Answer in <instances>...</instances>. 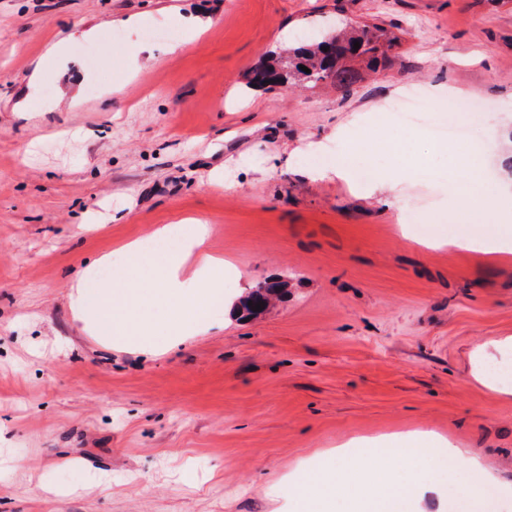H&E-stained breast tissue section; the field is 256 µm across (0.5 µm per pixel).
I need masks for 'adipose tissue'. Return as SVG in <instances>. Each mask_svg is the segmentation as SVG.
Segmentation results:
<instances>
[{
  "label": "adipose tissue",
  "mask_w": 512,
  "mask_h": 512,
  "mask_svg": "<svg viewBox=\"0 0 512 512\" xmlns=\"http://www.w3.org/2000/svg\"><path fill=\"white\" fill-rule=\"evenodd\" d=\"M209 234V225L194 219L177 247L152 250L144 239L135 238L102 254L77 279L73 311L83 330L110 347L150 349L160 341L175 345L218 325L224 308V261L208 251ZM392 439L396 447L391 454L360 463L372 473L375 488L368 495L355 494L359 512H393L401 488L391 464L399 457L423 461L417 498L435 497L436 512L448 507L442 494L444 458L460 460L478 480L490 476L479 458L437 432L411 430L393 434ZM347 453L344 443L320 450L319 467L296 474L288 495L289 512H336V474Z\"/></svg>",
  "instance_id": "ef3b65f1"
}]
</instances>
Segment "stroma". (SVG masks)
I'll use <instances>...</instances> for the list:
<instances>
[{
	"mask_svg": "<svg viewBox=\"0 0 512 512\" xmlns=\"http://www.w3.org/2000/svg\"><path fill=\"white\" fill-rule=\"evenodd\" d=\"M190 16L206 31L169 53ZM336 16L395 36L390 65L348 92L248 89L263 53ZM75 29L103 36L70 40L85 94L60 109L48 48ZM38 65L48 82L32 88ZM412 84L432 102L480 101L479 154L500 175L512 0H0V512H279L288 472L318 450L358 436L380 456V436L413 429L497 474L477 486L449 462L451 512H485L491 492L512 512V396L474 377L480 353L512 368V348L491 345L512 336V259L438 244L504 218L457 219L448 189L465 155L427 126L386 163L383 107ZM350 142L368 181L395 191L308 176L310 144ZM188 217L237 269L225 293L281 276L287 299L169 349L86 336L70 309L78 274Z\"/></svg>",
	"mask_w": 512,
	"mask_h": 512,
	"instance_id": "stroma-1",
	"label": "stroma"
}]
</instances>
